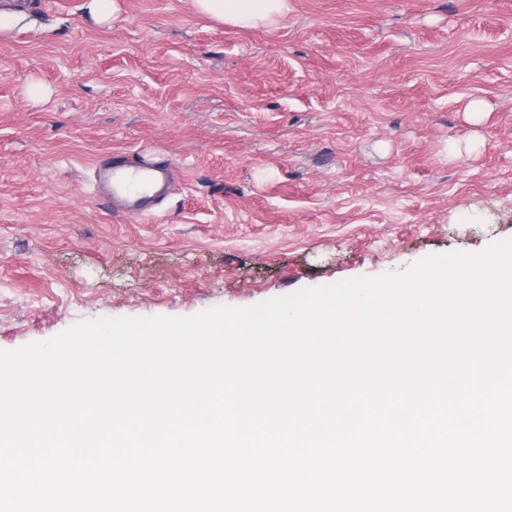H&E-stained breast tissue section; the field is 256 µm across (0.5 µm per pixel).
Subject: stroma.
<instances>
[{
    "instance_id": "obj_1",
    "label": "stroma",
    "mask_w": 512,
    "mask_h": 512,
    "mask_svg": "<svg viewBox=\"0 0 512 512\" xmlns=\"http://www.w3.org/2000/svg\"><path fill=\"white\" fill-rule=\"evenodd\" d=\"M0 0V352L191 317L512 239V0ZM151 149V217L96 164ZM196 11L233 27L273 23L288 13V0H193Z\"/></svg>"
}]
</instances>
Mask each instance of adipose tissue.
<instances>
[{
	"label": "adipose tissue",
	"mask_w": 512,
	"mask_h": 512,
	"mask_svg": "<svg viewBox=\"0 0 512 512\" xmlns=\"http://www.w3.org/2000/svg\"><path fill=\"white\" fill-rule=\"evenodd\" d=\"M196 11L233 27L269 24L285 16L288 0H193Z\"/></svg>",
	"instance_id": "adipose-tissue-1"
}]
</instances>
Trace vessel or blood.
Returning <instances> with one entry per match:
<instances>
[{
  "label": "vessel or blood",
  "mask_w": 512,
  "mask_h": 512,
  "mask_svg": "<svg viewBox=\"0 0 512 512\" xmlns=\"http://www.w3.org/2000/svg\"><path fill=\"white\" fill-rule=\"evenodd\" d=\"M172 176L169 161L159 159L152 151L137 155H122L112 159L107 168H98L97 180L111 186L110 193H98L101 204H108L111 196L130 195L136 200L133 215H150L155 198L167 187Z\"/></svg>",
  "instance_id": "1"
}]
</instances>
